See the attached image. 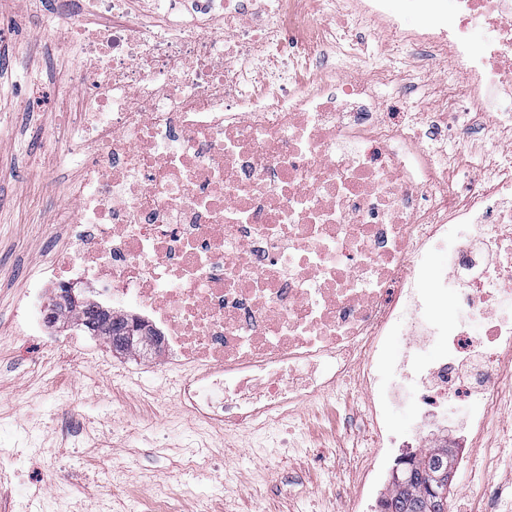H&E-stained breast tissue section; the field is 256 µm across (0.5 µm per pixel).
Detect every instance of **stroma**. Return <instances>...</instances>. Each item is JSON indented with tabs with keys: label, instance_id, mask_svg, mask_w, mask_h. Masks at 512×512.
I'll list each match as a JSON object with an SVG mask.
<instances>
[{
	"label": "stroma",
	"instance_id": "obj_1",
	"mask_svg": "<svg viewBox=\"0 0 512 512\" xmlns=\"http://www.w3.org/2000/svg\"><path fill=\"white\" fill-rule=\"evenodd\" d=\"M67 20L45 0H19L0 13V423L25 421L34 446L22 449L11 484L0 486V512L38 492L45 512H149L152 477L178 480L189 446L209 447L174 512H379L361 497L364 470L390 485L405 448L382 459L365 437L366 398L350 384L303 405L273 431L281 456L263 473L254 460L260 434L225 441L197 431L167 388L162 357L113 353L104 340L58 320L49 336L65 344L60 358L46 339L16 329L14 314L30 278L64 245L54 222L78 173L59 141L74 138L70 72L81 57L58 35ZM456 450L449 512H497L500 489L512 491V446L487 457L444 431ZM222 465L234 479L211 477Z\"/></svg>",
	"mask_w": 512,
	"mask_h": 512
}]
</instances>
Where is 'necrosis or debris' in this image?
I'll list each match as a JSON object with an SVG mask.
<instances>
[{"label":"necrosis or debris","instance_id":"necrosis-or-debris-1","mask_svg":"<svg viewBox=\"0 0 512 512\" xmlns=\"http://www.w3.org/2000/svg\"><path fill=\"white\" fill-rule=\"evenodd\" d=\"M51 2L84 34L68 147L84 163L58 220L85 244L31 281L18 329L37 328L42 280L95 279L114 314L159 324L185 405L225 434L355 376L374 447L397 444L388 411L409 386L418 447L452 400L480 405L459 437L484 433L512 382V0H419L415 29L390 0ZM340 16L381 31V51ZM387 85L404 110L380 99ZM493 127L456 195L455 167ZM436 139L453 140L451 164L433 161ZM455 224L470 232L424 295L425 259ZM452 288L484 337L434 316ZM398 331L406 349L386 358Z\"/></svg>","mask_w":512,"mask_h":512}]
</instances>
